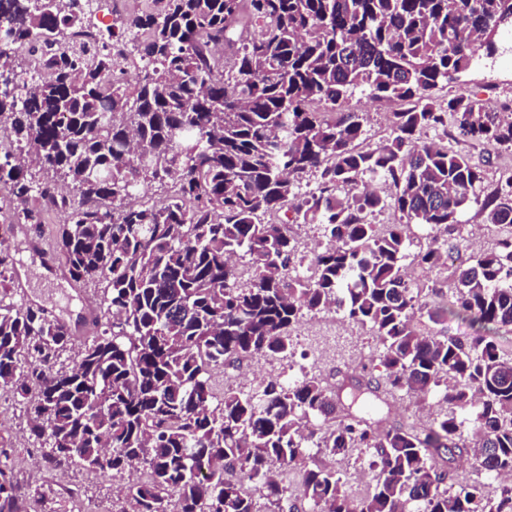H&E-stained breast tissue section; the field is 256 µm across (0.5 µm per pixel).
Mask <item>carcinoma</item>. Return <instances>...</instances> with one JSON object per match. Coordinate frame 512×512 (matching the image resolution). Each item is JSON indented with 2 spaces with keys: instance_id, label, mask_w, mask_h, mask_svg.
<instances>
[{
  "instance_id": "1",
  "label": "carcinoma",
  "mask_w": 512,
  "mask_h": 512,
  "mask_svg": "<svg viewBox=\"0 0 512 512\" xmlns=\"http://www.w3.org/2000/svg\"><path fill=\"white\" fill-rule=\"evenodd\" d=\"M156 11L98 32L88 62L70 46L93 26L88 0H0L18 45L57 44L24 96L14 93L17 49L0 48V189L9 230L42 236L61 211L52 249L75 284L103 286L104 319L70 368L66 321L13 301L17 258L0 243V390L25 404L58 464L147 478L128 486L133 512H292L273 467L310 449L364 451L372 492L358 501L336 469L303 470L310 512H512V354L496 336H437L413 325L418 293L402 261L403 224L371 222L388 208L432 232L460 223L479 200L482 170L425 138L460 134L512 150V106L486 112L432 91L499 54L512 0H154ZM133 36L144 65L135 83L111 78L112 51ZM407 102L392 135L362 146L366 117L341 108L356 89ZM318 179L301 198L300 181ZM376 178L391 193L368 186ZM482 200L484 222L509 229L495 247L454 267L448 307L428 319L468 318L512 329V174ZM172 184L160 204L128 206L144 185ZM292 210L326 242L310 276ZM250 257L241 281L235 257ZM443 264L441 246L417 254ZM335 306L370 329L385 378L333 384L302 374L253 391L214 394L213 367L242 358H292V327ZM445 386L449 410L422 427L380 415L401 391ZM330 424L316 434L314 426ZM466 449L490 482L450 491L439 463ZM21 488L0 466V512H22Z\"/></svg>"
}]
</instances>
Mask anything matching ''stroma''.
<instances>
[{"label":"stroma","instance_id":"1","mask_svg":"<svg viewBox=\"0 0 512 512\" xmlns=\"http://www.w3.org/2000/svg\"><path fill=\"white\" fill-rule=\"evenodd\" d=\"M459 89L475 94L480 103L490 111H501L512 101V71L504 70L500 62H489L476 67L463 76ZM400 107L396 101H379L365 92H355L344 105L345 111L368 114L366 145L385 142L391 135L389 114ZM449 149L465 155L484 173L485 192L494 191L504 172L512 169V152L495 149L486 142L465 137L456 128H449L444 140ZM411 240L409 255L404 262L408 279L420 288V304L430 307L439 298H451L455 284L450 269L470 255L494 246L501 238L500 227L484 223L481 206L470 203L461 217L459 227L453 229L448 239L456 250L446 265L431 268L417 258L420 249L428 243V230L420 224H408ZM20 271L28 275L29 297L49 302L58 314L76 317L87 309L102 305V292L94 288H75L66 282H48L39 265L22 260ZM332 320L343 337L335 353L318 360L311 359L304 341L322 322ZM295 355L292 359L278 361L262 357L245 360L240 368L225 369L213 375L215 395H222L225 388L250 390L271 376L292 375L298 371L334 377L365 368L382 373L379 348L367 328L356 324L342 312L332 310L304 316L292 329ZM0 444L7 450V464L27 495L26 512H127L128 482L125 479L89 472L75 466L55 465L50 450L30 432L25 407L10 394H0Z\"/></svg>","mask_w":512,"mask_h":512}]
</instances>
